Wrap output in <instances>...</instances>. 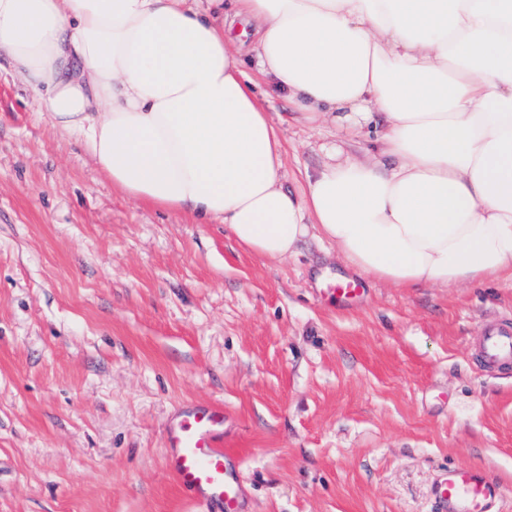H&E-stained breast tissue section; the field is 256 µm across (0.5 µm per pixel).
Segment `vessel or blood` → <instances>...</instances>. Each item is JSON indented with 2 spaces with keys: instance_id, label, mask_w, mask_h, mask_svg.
I'll list each match as a JSON object with an SVG mask.
<instances>
[{
  "instance_id": "vessel-or-blood-1",
  "label": "vessel or blood",
  "mask_w": 512,
  "mask_h": 512,
  "mask_svg": "<svg viewBox=\"0 0 512 512\" xmlns=\"http://www.w3.org/2000/svg\"><path fill=\"white\" fill-rule=\"evenodd\" d=\"M329 293L347 304L362 291L356 279L331 283ZM480 357L495 366L512 362V326L488 331ZM165 468L178 486L190 492L202 512H240L244 487L238 457L224 446V406L189 403L165 430ZM503 495L501 484L484 469L458 465L448 469L435 489L438 512H492Z\"/></svg>"
}]
</instances>
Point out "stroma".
Here are the masks:
<instances>
[{
	"label": "stroma",
	"mask_w": 512,
	"mask_h": 512,
	"mask_svg": "<svg viewBox=\"0 0 512 512\" xmlns=\"http://www.w3.org/2000/svg\"><path fill=\"white\" fill-rule=\"evenodd\" d=\"M301 194L372 135L298 121L233 44ZM307 238L272 262L224 225L133 202L81 140L0 68V512H200L165 470L181 405L224 406L243 512H436L453 465L500 481L512 512V367L483 330L512 319V278L458 288L365 280ZM328 292L341 305H346L363 291L362 284L357 279H339L329 285Z\"/></svg>",
	"instance_id": "stroma-1"
}]
</instances>
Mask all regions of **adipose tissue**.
<instances>
[{
  "instance_id": "ef3b65f1",
  "label": "adipose tissue",
  "mask_w": 512,
  "mask_h": 512,
  "mask_svg": "<svg viewBox=\"0 0 512 512\" xmlns=\"http://www.w3.org/2000/svg\"><path fill=\"white\" fill-rule=\"evenodd\" d=\"M240 16L301 120L377 126L374 150L284 191ZM0 55L123 196L265 259L312 235L400 288L512 275V0H0Z\"/></svg>"
}]
</instances>
